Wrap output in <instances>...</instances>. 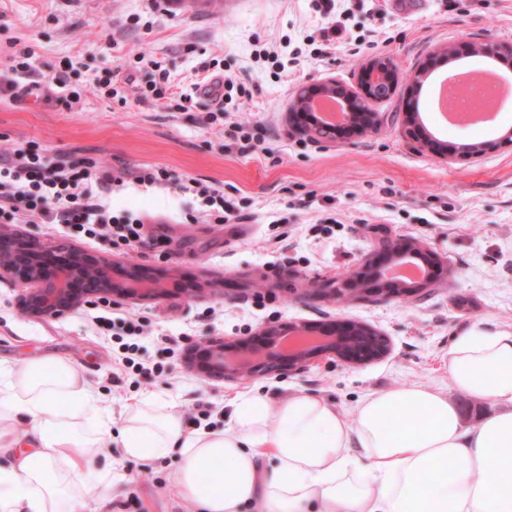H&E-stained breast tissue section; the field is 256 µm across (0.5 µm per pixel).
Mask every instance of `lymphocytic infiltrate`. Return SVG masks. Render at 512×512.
<instances>
[{"instance_id": "lymphocytic-infiltrate-1", "label": "lymphocytic infiltrate", "mask_w": 512, "mask_h": 512, "mask_svg": "<svg viewBox=\"0 0 512 512\" xmlns=\"http://www.w3.org/2000/svg\"><path fill=\"white\" fill-rule=\"evenodd\" d=\"M132 184L160 189L174 185L201 196L198 213L185 216L191 224L201 219L229 224L236 218L223 190L193 179L177 181L164 168L116 169L90 157H50L33 140L12 142L0 155V218L11 224H45L129 249L140 243L144 222L113 210L110 195Z\"/></svg>"}]
</instances>
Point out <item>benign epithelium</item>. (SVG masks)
Returning a JSON list of instances; mask_svg holds the SVG:
<instances>
[{"instance_id":"7a95c632","label":"benign epithelium","mask_w":512,"mask_h":512,"mask_svg":"<svg viewBox=\"0 0 512 512\" xmlns=\"http://www.w3.org/2000/svg\"><path fill=\"white\" fill-rule=\"evenodd\" d=\"M459 49L476 55H512L511 43L492 40L463 42ZM397 80V62L389 56L374 55L366 59L351 87L334 79L300 87L290 115L294 120L309 116L298 130L318 141L329 142L340 130L359 137L378 123V113L371 108L378 101V93L384 88L394 93ZM322 96H333L344 105V117L333 127L324 125L310 112L311 104ZM421 147L432 153L438 151L446 159H472L494 145L456 142L439 150L424 139ZM409 264L424 270L419 281L409 283L389 275L390 270ZM447 273L448 260L426 243L412 238H382L363 257L360 270L346 277L341 287L328 292L311 288L305 297L315 298L327 292L337 303L421 297L431 286L441 284L439 275ZM3 278L31 285L21 296L19 306L26 315L36 318L62 316L95 299L104 298L114 304L152 302L173 294L169 288L170 272L154 273L136 265L120 268L107 255L87 253L73 246L62 251L58 245L4 226L0 227V279ZM78 281L88 282L91 287H74ZM198 349L208 355L204 377L236 381L297 374L330 357L350 365L370 363L389 354L391 340L368 323L338 318L327 323H269L246 338L211 337Z\"/></svg>"}]
</instances>
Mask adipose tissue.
Instances as JSON below:
<instances>
[{
	"mask_svg": "<svg viewBox=\"0 0 512 512\" xmlns=\"http://www.w3.org/2000/svg\"><path fill=\"white\" fill-rule=\"evenodd\" d=\"M455 392L492 409L467 424ZM114 436L123 459L179 455L190 512H512V331L455 337L444 389L372 392L349 420L313 394L258 390L220 428L188 426L170 404L114 426L68 361L26 360L0 387V512L108 505L129 481L118 466H94Z\"/></svg>",
	"mask_w": 512,
	"mask_h": 512,
	"instance_id": "adipose-tissue-1",
	"label": "adipose tissue"
}]
</instances>
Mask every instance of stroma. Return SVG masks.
Wrapping results in <instances>:
<instances>
[{"mask_svg": "<svg viewBox=\"0 0 512 512\" xmlns=\"http://www.w3.org/2000/svg\"><path fill=\"white\" fill-rule=\"evenodd\" d=\"M340 17L342 45L318 58L331 21L313 0H0V70L16 50L29 51L36 70L17 78L18 95L0 99V152L16 140L37 141L45 154L91 157L117 168L163 167L205 186H220L242 215L235 224H179L199 196L136 185L113 195L115 208L147 216L137 247L113 250L100 241L69 238L71 246L107 253L149 270L177 269L181 284L223 281V297L180 294L153 303L108 304L112 319L142 317L139 356L163 375L116 365L118 342L101 334L80 307L58 318L22 313L23 284L0 281V367L56 355L68 360L101 408L119 418L153 398L174 403L193 425L222 426L241 395L264 390L280 399L296 392L325 398L345 418L367 393L414 382L447 386L448 346L473 325L512 330V97L481 128H451L418 98L415 125L401 116L414 70L438 46L463 41L512 43V0H348ZM17 47H10V39ZM289 46L300 62L278 78L255 61L259 46ZM161 61L173 85L165 99L147 93L138 54ZM394 58L399 87L375 104L377 130L345 142H315L291 126L288 110L303 84L333 78L354 83L368 56ZM120 71L118 93L95 91L105 69ZM233 74L254 89L240 109L254 139L247 153L228 150L227 127L201 119L217 97L197 88L201 75ZM79 91L75 108L56 102L58 81ZM191 93L184 103L182 93ZM420 126L446 142L499 140L466 161L421 149ZM427 243L448 259L451 274L424 300L396 298L338 306L299 298L295 289L341 282L373 246L371 227ZM334 317L366 321L391 339L383 360L352 367L336 359L297 375L241 382L204 378L191 361L207 337L243 338L268 323ZM131 474L111 512H182L175 458L125 461Z\"/></svg>", "mask_w": 512, "mask_h": 512, "instance_id": "35a3bbf8", "label": "stroma"}]
</instances>
